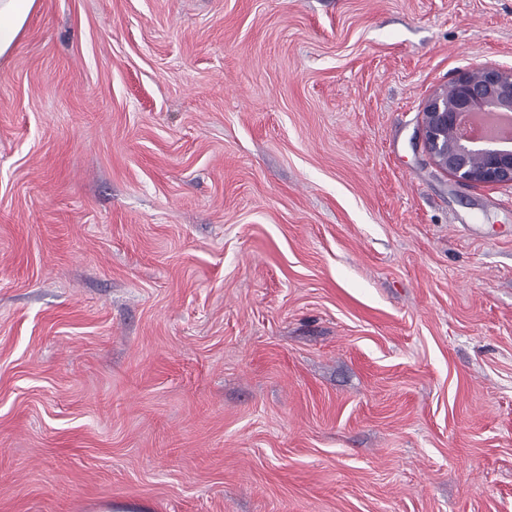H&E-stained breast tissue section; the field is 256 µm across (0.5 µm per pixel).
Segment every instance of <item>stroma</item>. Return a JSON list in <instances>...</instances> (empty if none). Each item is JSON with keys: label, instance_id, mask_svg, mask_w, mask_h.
Instances as JSON below:
<instances>
[{"label": "stroma", "instance_id": "stroma-1", "mask_svg": "<svg viewBox=\"0 0 512 512\" xmlns=\"http://www.w3.org/2000/svg\"><path fill=\"white\" fill-rule=\"evenodd\" d=\"M512 0H37L0 60V512H512V188L414 143Z\"/></svg>", "mask_w": 512, "mask_h": 512}]
</instances>
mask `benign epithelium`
Listing matches in <instances>:
<instances>
[{"mask_svg":"<svg viewBox=\"0 0 512 512\" xmlns=\"http://www.w3.org/2000/svg\"><path fill=\"white\" fill-rule=\"evenodd\" d=\"M485 108L512 110V69L467 67L426 104L415 132L438 170L467 185L512 186V145L470 143L459 133L463 114Z\"/></svg>","mask_w":512,"mask_h":512,"instance_id":"benign-epithelium-1","label":"benign epithelium"}]
</instances>
